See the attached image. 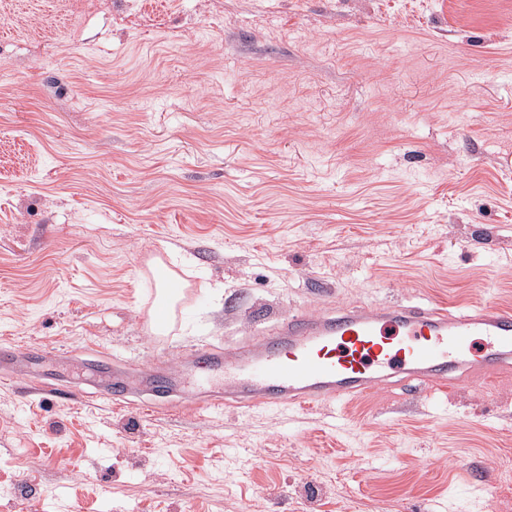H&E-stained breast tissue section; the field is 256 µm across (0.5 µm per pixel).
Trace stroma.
Instances as JSON below:
<instances>
[{"label": "stroma", "instance_id": "stroma-1", "mask_svg": "<svg viewBox=\"0 0 512 512\" xmlns=\"http://www.w3.org/2000/svg\"><path fill=\"white\" fill-rule=\"evenodd\" d=\"M0 512H512V368L203 408L335 305L512 308V0H0ZM185 257L165 335L147 263Z\"/></svg>", "mask_w": 512, "mask_h": 512}]
</instances>
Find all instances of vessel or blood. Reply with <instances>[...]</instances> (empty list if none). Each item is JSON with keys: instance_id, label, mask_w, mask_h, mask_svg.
<instances>
[{"instance_id": "b4317fda", "label": "vessel or blood", "mask_w": 512, "mask_h": 512, "mask_svg": "<svg viewBox=\"0 0 512 512\" xmlns=\"http://www.w3.org/2000/svg\"><path fill=\"white\" fill-rule=\"evenodd\" d=\"M512 364V312L340 305L284 319L269 337L232 355L208 351L196 380L223 381L205 406L303 410L367 394L395 379L447 385L460 373L492 376Z\"/></svg>"}]
</instances>
